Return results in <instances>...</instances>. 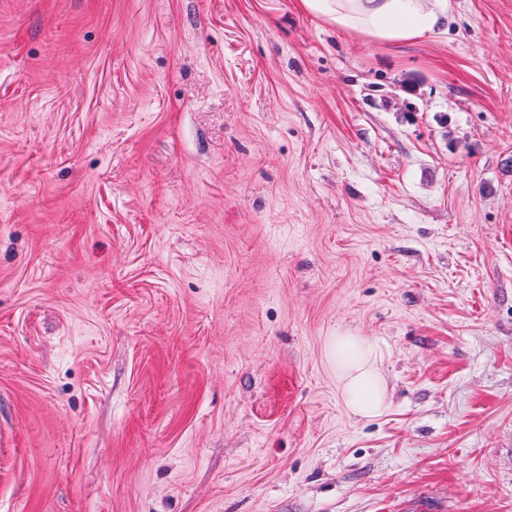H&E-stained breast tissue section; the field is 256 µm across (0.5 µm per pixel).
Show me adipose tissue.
<instances>
[{"label": "adipose tissue", "mask_w": 512, "mask_h": 512, "mask_svg": "<svg viewBox=\"0 0 512 512\" xmlns=\"http://www.w3.org/2000/svg\"><path fill=\"white\" fill-rule=\"evenodd\" d=\"M301 5L341 31L381 41L440 35L447 32L452 11L450 0H301ZM329 349L348 412L366 419L379 415L385 406L380 350L350 334L335 336Z\"/></svg>", "instance_id": "adipose-tissue-1"}]
</instances>
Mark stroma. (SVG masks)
<instances>
[{
  "label": "stroma",
  "mask_w": 512,
  "mask_h": 512,
  "mask_svg": "<svg viewBox=\"0 0 512 512\" xmlns=\"http://www.w3.org/2000/svg\"><path fill=\"white\" fill-rule=\"evenodd\" d=\"M452 2L0 0V512H512V0ZM451 0H301V6L344 32L381 41L437 36L448 31ZM329 349L336 357V371L348 412L366 419L379 415L385 406L380 350L362 337L350 334L335 336Z\"/></svg>",
  "instance_id": "stroma-1"
}]
</instances>
